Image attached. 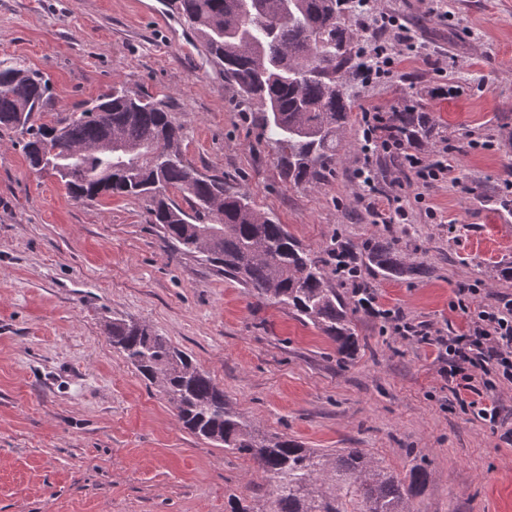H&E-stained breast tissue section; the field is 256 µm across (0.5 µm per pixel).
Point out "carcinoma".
<instances>
[{
	"mask_svg": "<svg viewBox=\"0 0 512 512\" xmlns=\"http://www.w3.org/2000/svg\"><path fill=\"white\" fill-rule=\"evenodd\" d=\"M181 16L203 39L240 105L259 115L274 145L283 179L312 186L332 173L343 149L357 94L349 76L364 60L352 18L357 0H179ZM347 41L351 49L341 51ZM49 79L17 60H0V131L27 136L28 165H40L44 130L60 142L51 171L72 198L135 197L148 202L150 223L174 250L224 272L262 304L291 310L336 344L342 361L358 349L351 313L333 277L360 273L355 246L331 239L311 253L286 225L257 210L245 192L224 187L183 157V128L169 107L151 96L109 86L51 124ZM389 122L406 145H425L438 131L426 112H393ZM79 172L72 179L70 174ZM182 194V207L171 193ZM361 255L388 279L421 277L425 264L400 240L380 235ZM112 347L167 397L194 436L247 457L267 481L262 506L229 495L225 512H414L429 478L412 470L400 478L363 448L329 453L285 436L266 434L225 396L224 389L185 351L140 322L105 324Z\"/></svg>",
	"mask_w": 512,
	"mask_h": 512,
	"instance_id": "carcinoma-1",
	"label": "carcinoma"
}]
</instances>
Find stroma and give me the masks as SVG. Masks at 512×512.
I'll list each match as a JSON object with an SVG mask.
<instances>
[{"label": "stroma", "mask_w": 512, "mask_h": 512, "mask_svg": "<svg viewBox=\"0 0 512 512\" xmlns=\"http://www.w3.org/2000/svg\"><path fill=\"white\" fill-rule=\"evenodd\" d=\"M421 54L389 83L360 87L335 171L286 183L255 113L183 18L161 22L139 0H0V59L47 77L61 113L111 84L165 100L192 167L223 176L307 250L362 246L390 231L427 276L365 272L379 305L451 332L458 289L512 295L494 277L512 262L498 204L512 178V0H384ZM457 88L444 92L434 66ZM423 105L453 169L417 187L405 175L404 224L385 225L395 157L374 156L376 189L356 197L361 111ZM145 322L187 352L263 432L309 448H364L395 474L426 468L416 512H512V445L448 404L436 348L354 315L360 347L335 344L286 308L169 247L135 198L73 200L30 169L20 137L0 136V512H224L263 478L248 458L193 436L167 398L113 349L105 323Z\"/></svg>", "instance_id": "obj_1"}]
</instances>
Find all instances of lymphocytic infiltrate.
<instances>
[{"label":"lymphocytic infiltrate","instance_id":"obj_1","mask_svg":"<svg viewBox=\"0 0 512 512\" xmlns=\"http://www.w3.org/2000/svg\"><path fill=\"white\" fill-rule=\"evenodd\" d=\"M370 18L383 36L364 44L368 57L364 82L368 85L389 81L402 61L419 52L407 25L399 16L375 4L371 7ZM362 126L368 131L372 143L371 148L364 151L365 158H372L377 150L399 156L405 168L414 172L418 184L425 186L446 178L452 169L451 164L438 159L433 150L407 148L389 134L386 114L379 108L364 109ZM450 308L465 320L464 330L453 336L442 334L429 324L416 323L381 309L373 297L362 306L365 313L387 319L395 335L433 343L437 350L439 374L448 383L453 403L462 412L502 429L503 440L511 444L512 427H505L499 406L482 400H465L461 393L477 387L487 391L512 387V298L505 296L496 303L487 304L483 302L479 289L462 288Z\"/></svg>","mask_w":512,"mask_h":512}]
</instances>
